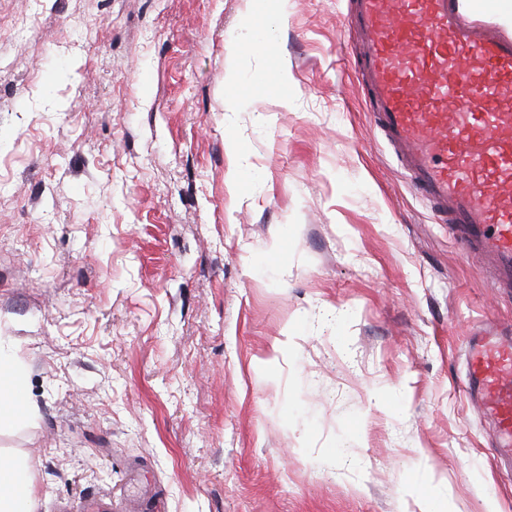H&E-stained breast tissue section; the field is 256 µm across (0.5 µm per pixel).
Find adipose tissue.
Masks as SVG:
<instances>
[{"instance_id": "1", "label": "adipose tissue", "mask_w": 512, "mask_h": 512, "mask_svg": "<svg viewBox=\"0 0 512 512\" xmlns=\"http://www.w3.org/2000/svg\"><path fill=\"white\" fill-rule=\"evenodd\" d=\"M34 405L27 391V367L13 337L0 335V429L33 420ZM34 479L26 463L0 459V512H34Z\"/></svg>"}]
</instances>
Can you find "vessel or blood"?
Wrapping results in <instances>:
<instances>
[{
    "label": "vessel or blood",
    "mask_w": 512,
    "mask_h": 512,
    "mask_svg": "<svg viewBox=\"0 0 512 512\" xmlns=\"http://www.w3.org/2000/svg\"><path fill=\"white\" fill-rule=\"evenodd\" d=\"M355 61L406 177L512 289V37L457 0H354ZM467 393L512 451V336L466 337Z\"/></svg>",
    "instance_id": "obj_1"
}]
</instances>
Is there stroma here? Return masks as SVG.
<instances>
[{"label": "stroma", "instance_id": "stroma-1", "mask_svg": "<svg viewBox=\"0 0 512 512\" xmlns=\"http://www.w3.org/2000/svg\"><path fill=\"white\" fill-rule=\"evenodd\" d=\"M272 7L0 0V330L38 408L0 456L36 512H420L434 480L452 512H512L463 391L512 291L375 127L353 0H289L263 79L226 82L228 33ZM227 148L237 157V168L235 170L236 179H241L246 176L253 177L249 155L238 135L233 133L228 137Z\"/></svg>", "mask_w": 512, "mask_h": 512}]
</instances>
